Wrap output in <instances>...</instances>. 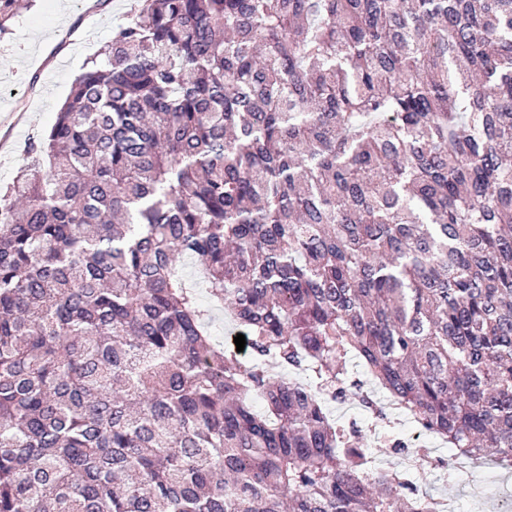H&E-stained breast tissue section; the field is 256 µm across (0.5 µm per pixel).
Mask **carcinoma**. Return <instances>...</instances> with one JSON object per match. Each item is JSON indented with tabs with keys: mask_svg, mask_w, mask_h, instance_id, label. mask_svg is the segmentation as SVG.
Wrapping results in <instances>:
<instances>
[{
	"mask_svg": "<svg viewBox=\"0 0 512 512\" xmlns=\"http://www.w3.org/2000/svg\"><path fill=\"white\" fill-rule=\"evenodd\" d=\"M137 6L0 192V512H439L351 356L511 465L512 0ZM178 272L185 283L194 289L200 304L209 307V293L205 282L201 278L198 265L190 262V258H185L178 263ZM191 284H194V286L192 287ZM328 413L331 418L336 419L339 422H349L352 420H356L358 425L363 428L365 433L368 435L367 440L365 441L366 453L372 457L374 464L378 468H397L403 469L405 468L404 460L405 457L401 455H393L389 453H385V448H379L373 442L370 436V429L374 427L373 418L368 415L358 404L357 401L350 397L345 401L336 403H330L327 407Z\"/></svg>",
	"mask_w": 512,
	"mask_h": 512,
	"instance_id": "1",
	"label": "carcinoma"
}]
</instances>
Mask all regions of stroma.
<instances>
[{
    "mask_svg": "<svg viewBox=\"0 0 512 512\" xmlns=\"http://www.w3.org/2000/svg\"><path fill=\"white\" fill-rule=\"evenodd\" d=\"M133 0H104L88 13L84 0H23L0 35V185L11 184L29 159L25 143L54 124L74 79L97 55L114 31L128 23ZM402 438L419 434L437 467L416 481L434 498L462 503L467 512H494L498 500L512 492V469L473 467L452 469L454 451L438 436L418 432L400 420Z\"/></svg>",
    "mask_w": 512,
    "mask_h": 512,
    "instance_id": "stroma-1",
    "label": "stroma"
}]
</instances>
